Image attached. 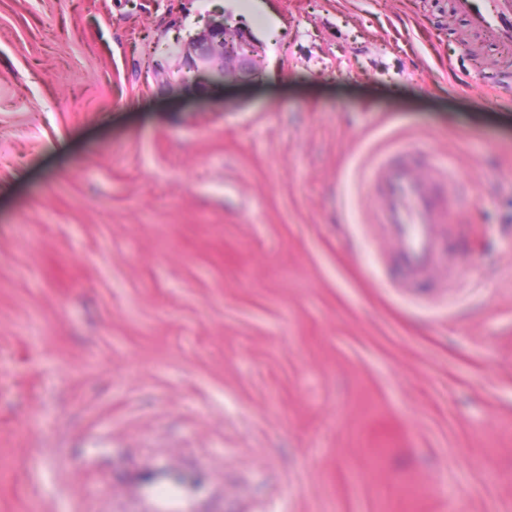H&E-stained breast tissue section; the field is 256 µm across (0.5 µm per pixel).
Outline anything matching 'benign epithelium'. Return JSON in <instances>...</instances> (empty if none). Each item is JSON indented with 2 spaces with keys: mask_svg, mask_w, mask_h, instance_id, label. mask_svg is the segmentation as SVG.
<instances>
[{
  "mask_svg": "<svg viewBox=\"0 0 512 512\" xmlns=\"http://www.w3.org/2000/svg\"><path fill=\"white\" fill-rule=\"evenodd\" d=\"M180 79L187 83L216 70L224 83H236L258 69L261 59L249 32L226 15L208 18L205 26L179 46Z\"/></svg>",
  "mask_w": 512,
  "mask_h": 512,
  "instance_id": "obj_1",
  "label": "benign epithelium"
}]
</instances>
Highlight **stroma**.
I'll use <instances>...</instances> for the list:
<instances>
[{"instance_id":"obj_1","label":"stroma","mask_w":512,"mask_h":512,"mask_svg":"<svg viewBox=\"0 0 512 512\" xmlns=\"http://www.w3.org/2000/svg\"><path fill=\"white\" fill-rule=\"evenodd\" d=\"M0 0V512H512V106L448 0ZM453 171L464 278L384 283L370 169ZM292 487L284 495V487ZM177 72L183 83L216 70L224 84L236 83L258 69L261 59L249 32L226 15L208 18L201 31L179 46ZM482 81L489 88L486 103L490 110L497 111L510 104V100L503 99L502 91L512 90V66H502L486 73Z\"/></svg>"}]
</instances>
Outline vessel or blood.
<instances>
[{"label":"vessel or blood","mask_w":512,"mask_h":512,"mask_svg":"<svg viewBox=\"0 0 512 512\" xmlns=\"http://www.w3.org/2000/svg\"><path fill=\"white\" fill-rule=\"evenodd\" d=\"M451 10L473 30L495 42L512 44V0H452ZM482 81L489 89L488 108L502 109L504 92L512 90V66L486 73ZM446 180L444 172L424 169L418 152L405 145L370 171L375 227L392 248L395 287L412 288L430 281L447 289L461 278L456 251L444 233L451 220L440 197Z\"/></svg>","instance_id":"b4317fda"}]
</instances>
